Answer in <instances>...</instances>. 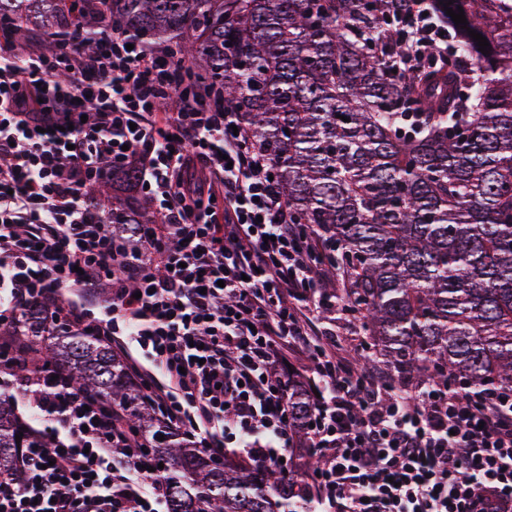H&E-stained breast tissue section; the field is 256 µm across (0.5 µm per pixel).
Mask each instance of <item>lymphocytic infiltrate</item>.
<instances>
[{
    "mask_svg": "<svg viewBox=\"0 0 512 512\" xmlns=\"http://www.w3.org/2000/svg\"><path fill=\"white\" fill-rule=\"evenodd\" d=\"M110 26L98 12L90 55L72 38L49 55L0 44V324L48 299L124 357L162 423L266 467L292 446L275 374L296 354L318 392L303 445L323 459L320 512H512V389L393 391L356 370L319 327L342 293L315 272L325 241L289 223L237 112L194 94L193 64ZM130 163L158 217L134 251L87 197ZM30 407L53 419L50 441L22 449L0 512H167L118 410L62 382Z\"/></svg>",
    "mask_w": 512,
    "mask_h": 512,
    "instance_id": "lymphocytic-infiltrate-1",
    "label": "lymphocytic infiltrate"
}]
</instances>
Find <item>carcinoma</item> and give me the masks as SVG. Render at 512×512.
Returning <instances> with one entry per match:
<instances>
[{
    "instance_id": "carcinoma-1",
    "label": "carcinoma",
    "mask_w": 512,
    "mask_h": 512,
    "mask_svg": "<svg viewBox=\"0 0 512 512\" xmlns=\"http://www.w3.org/2000/svg\"><path fill=\"white\" fill-rule=\"evenodd\" d=\"M428 6L448 28V54L420 67L409 66L417 35L400 22L412 0H106L105 10L112 30L191 62L240 113L241 148L263 155L288 223L327 238L317 273L341 280L344 305L370 336L362 369H381L397 388L414 380L510 388L512 0ZM448 7L463 8L467 25ZM94 8L92 0H0V17L13 23L7 40L53 29L49 53ZM469 28L486 37L488 54ZM473 68L481 78L471 79ZM138 181L129 165L87 188L93 205L127 225L132 249L134 225L157 223L137 199ZM4 334L26 345L8 365L17 381L65 378L150 441L170 512H298L310 495L321 459L306 448L293 470L261 467L157 428L124 361L55 324L46 301ZM288 396L299 442L309 385L288 376ZM45 443L0 397V481L14 475L19 449Z\"/></svg>"
}]
</instances>
